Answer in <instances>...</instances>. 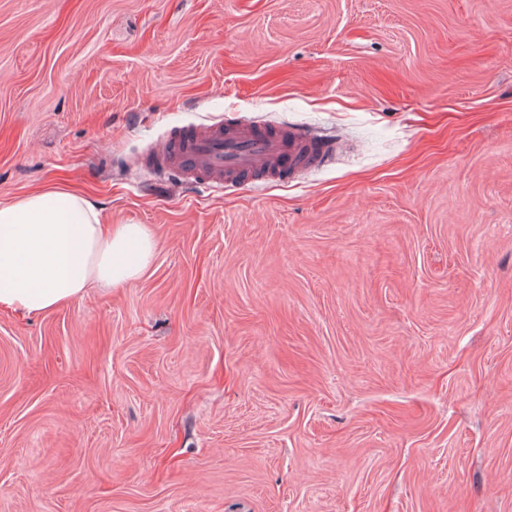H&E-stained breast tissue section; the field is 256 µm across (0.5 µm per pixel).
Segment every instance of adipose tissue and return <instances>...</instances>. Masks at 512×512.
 <instances>
[{
  "mask_svg": "<svg viewBox=\"0 0 512 512\" xmlns=\"http://www.w3.org/2000/svg\"><path fill=\"white\" fill-rule=\"evenodd\" d=\"M154 250L148 225L103 224L80 192L28 194L0 205V310L42 314L92 286L137 280Z\"/></svg>",
  "mask_w": 512,
  "mask_h": 512,
  "instance_id": "adipose-tissue-1",
  "label": "adipose tissue"
}]
</instances>
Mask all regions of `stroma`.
Masks as SVG:
<instances>
[{"mask_svg": "<svg viewBox=\"0 0 512 512\" xmlns=\"http://www.w3.org/2000/svg\"><path fill=\"white\" fill-rule=\"evenodd\" d=\"M337 139L253 189L175 126ZM146 224L0 312V512H512V0H0V204Z\"/></svg>", "mask_w": 512, "mask_h": 512, "instance_id": "obj_1", "label": "stroma"}]
</instances>
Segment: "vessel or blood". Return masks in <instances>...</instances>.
<instances>
[{"label":"vessel or blood","mask_w":512,"mask_h":512,"mask_svg":"<svg viewBox=\"0 0 512 512\" xmlns=\"http://www.w3.org/2000/svg\"><path fill=\"white\" fill-rule=\"evenodd\" d=\"M336 152L334 141L301 128L275 130L252 120L231 125L201 124L173 130L142 166L171 171L184 181L207 187L216 184L261 185L295 178L326 162Z\"/></svg>","instance_id":"obj_1"}]
</instances>
